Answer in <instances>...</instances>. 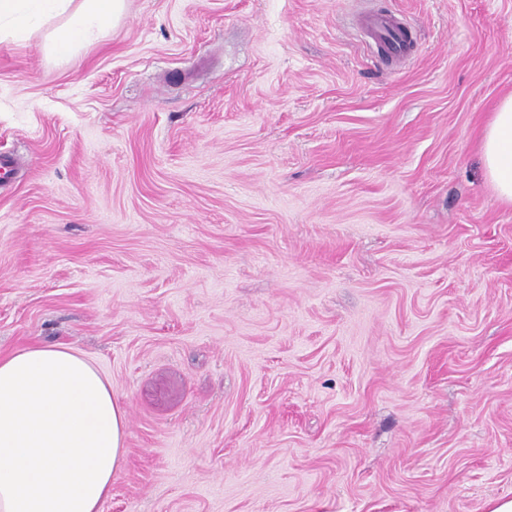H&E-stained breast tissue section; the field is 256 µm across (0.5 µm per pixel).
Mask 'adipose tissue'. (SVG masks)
<instances>
[{"instance_id": "adipose-tissue-1", "label": "adipose tissue", "mask_w": 512, "mask_h": 512, "mask_svg": "<svg viewBox=\"0 0 512 512\" xmlns=\"http://www.w3.org/2000/svg\"><path fill=\"white\" fill-rule=\"evenodd\" d=\"M125 0H0V42L45 31L49 54L99 42ZM480 149L498 198L512 203V95ZM126 411L81 354L29 345L0 355V512H100L125 455Z\"/></svg>"}]
</instances>
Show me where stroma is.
Instances as JSON below:
<instances>
[{"instance_id":"1","label":"stroma","mask_w":512,"mask_h":512,"mask_svg":"<svg viewBox=\"0 0 512 512\" xmlns=\"http://www.w3.org/2000/svg\"><path fill=\"white\" fill-rule=\"evenodd\" d=\"M509 93L512 0H127L69 59L0 43V354L111 380L102 512L512 500ZM361 22L378 52L399 64L408 55L411 42L406 23L392 15L362 14ZM485 174L500 200L512 203V95L502 99L484 130Z\"/></svg>"}]
</instances>
